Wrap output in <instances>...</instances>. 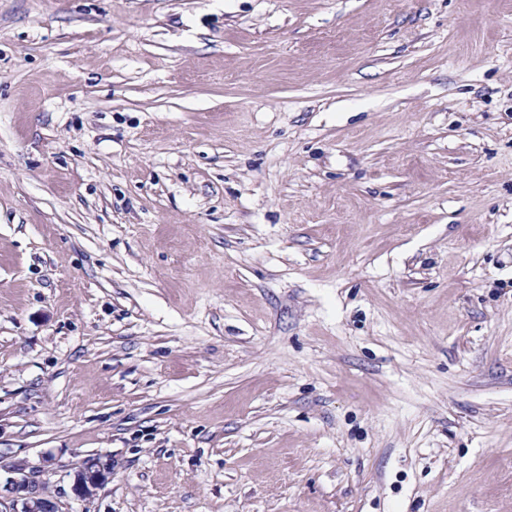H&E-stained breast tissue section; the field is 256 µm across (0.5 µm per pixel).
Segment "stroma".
<instances>
[{
	"instance_id": "35a3bbf8",
	"label": "stroma",
	"mask_w": 512,
	"mask_h": 512,
	"mask_svg": "<svg viewBox=\"0 0 512 512\" xmlns=\"http://www.w3.org/2000/svg\"><path fill=\"white\" fill-rule=\"evenodd\" d=\"M42 455L66 512H512V0H0ZM112 478V461L89 456L75 468L72 492L82 499H91Z\"/></svg>"
}]
</instances>
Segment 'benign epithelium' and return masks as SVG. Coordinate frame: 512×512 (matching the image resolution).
<instances>
[{"instance_id": "7a95c632", "label": "benign epithelium", "mask_w": 512, "mask_h": 512, "mask_svg": "<svg viewBox=\"0 0 512 512\" xmlns=\"http://www.w3.org/2000/svg\"><path fill=\"white\" fill-rule=\"evenodd\" d=\"M55 460L41 456L5 460L0 456V472L11 475L0 486V512H64V503L45 491L44 476L54 469ZM112 478V461L89 456L75 468L72 492L91 499Z\"/></svg>"}]
</instances>
